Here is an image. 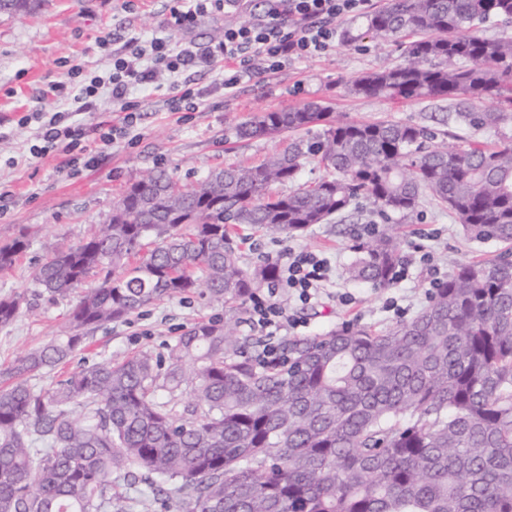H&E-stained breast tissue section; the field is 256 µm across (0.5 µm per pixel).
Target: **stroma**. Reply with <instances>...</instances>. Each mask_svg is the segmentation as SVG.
Listing matches in <instances>:
<instances>
[{
  "label": "stroma",
  "instance_id": "obj_1",
  "mask_svg": "<svg viewBox=\"0 0 512 512\" xmlns=\"http://www.w3.org/2000/svg\"><path fill=\"white\" fill-rule=\"evenodd\" d=\"M172 5V0H49L37 14L0 18V190L10 194L6 211L0 213V245L23 232L30 240L14 265L0 271V299L19 296L26 307L34 309L33 314H20L11 326L0 329V367L58 334L76 302L72 296L51 297L33 282L31 271L44 260L46 244L68 246L83 240L148 169H166L179 185L189 187L212 169L258 164L288 145L285 136L235 138L228 128L231 121L321 101L333 112L355 120L385 118L437 128L452 146L466 137L488 143L497 140L494 131H477L449 118L444 102H396L349 94L347 85L355 77L404 61L398 43L366 37L353 44L337 40L327 52L289 61L278 70L242 82L231 93L221 86V68L190 74L193 87L204 92L193 111H170L168 88L143 94L135 140L105 149L92 166L69 164L67 155L59 152L31 154L37 142L36 128L18 126V118L41 108L68 105L84 83L83 75L71 74V67L82 66L85 73L109 72L113 51L129 37L146 39L166 30ZM269 7L268 0H246L240 11L206 13L192 28L172 32L171 38L206 46L219 40L226 26L265 14ZM59 82L66 85L63 96H43V89ZM368 224L392 225L406 240L403 261L409 272L404 282L378 288L350 278L353 245ZM239 235L244 264L274 261L293 250L327 258L333 269L330 286L310 303L286 290L276 291L273 299L285 308L291 323L273 331L242 324V342L251 353L268 343L278 346L289 338L323 334L345 323L389 328L398 321L388 307L390 301H397L407 315H415L427 303L433 278L447 275L456 263L490 257L501 249L494 241L469 240L447 210L427 200L417 212L382 217L363 199L329 223L312 225L287 241L260 237L246 228ZM425 250L432 253L431 261L422 260ZM344 293L351 296V304L339 302ZM223 316V307L199 294L154 303L126 321L96 330L67 367L37 376L35 383L49 385L62 379L66 371L108 354L116 360L138 351L166 355L185 327Z\"/></svg>",
  "mask_w": 512,
  "mask_h": 512
}]
</instances>
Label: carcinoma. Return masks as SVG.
I'll return each instance as SVG.
<instances>
[{
    "label": "carcinoma",
    "mask_w": 512,
    "mask_h": 512,
    "mask_svg": "<svg viewBox=\"0 0 512 512\" xmlns=\"http://www.w3.org/2000/svg\"><path fill=\"white\" fill-rule=\"evenodd\" d=\"M43 0H0V16ZM512 0H389L342 31L349 43L405 33V62L354 79L355 96L433 99L493 145L450 148L425 126L345 120L319 102L234 124L239 139L320 128L257 165H230L180 188L147 171L90 236L47 247L32 272L52 296L82 295L66 330L0 369V512H133L122 484L145 482L171 512H512V249L454 265L413 318L377 331L340 326L290 338L263 363L241 351L239 313L278 264L243 265L238 227L286 240L366 198L412 213L423 198L464 234L512 246ZM327 175L287 194L301 160ZM0 246V270L26 251ZM402 241L387 226L355 245L349 274L394 284ZM204 289L224 322L197 323L167 357L138 353L80 367L53 386L31 378L68 362L96 328ZM0 299V328L21 313Z\"/></svg>",
    "instance_id": "carcinoma-1"
}]
</instances>
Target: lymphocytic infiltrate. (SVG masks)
<instances>
[{"label":"lymphocytic infiltrate","mask_w":512,"mask_h":512,"mask_svg":"<svg viewBox=\"0 0 512 512\" xmlns=\"http://www.w3.org/2000/svg\"><path fill=\"white\" fill-rule=\"evenodd\" d=\"M270 2L265 17L225 27L222 40L203 48L192 42L175 43L167 36L129 38L123 50L113 54L111 72L90 76L69 107L29 112L18 123L36 124L39 153L68 154L81 147L89 155L99 154L134 126L138 105L131 99L133 91L169 80L173 92L170 109L176 112L182 101L196 96L189 82L183 81V74L220 64L224 90L233 92L244 79L279 69L288 60L323 54L336 39L337 20L364 16L371 0ZM102 96L119 112V121L102 131L94 144H83L84 129L76 117L94 111ZM330 281V262L311 252H289L279 266L278 285L295 289L304 301L315 298Z\"/></svg>","instance_id":"1"}]
</instances>
